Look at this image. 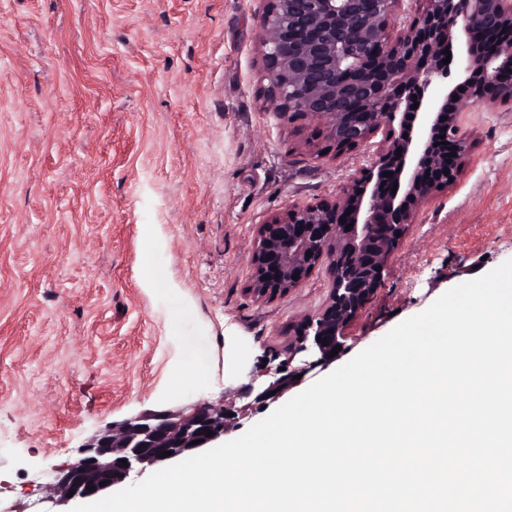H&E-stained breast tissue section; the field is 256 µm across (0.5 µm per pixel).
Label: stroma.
Here are the masks:
<instances>
[{
    "mask_svg": "<svg viewBox=\"0 0 512 512\" xmlns=\"http://www.w3.org/2000/svg\"><path fill=\"white\" fill-rule=\"evenodd\" d=\"M265 0H0V512H62L94 434L148 410L267 417L265 349L315 313L246 289L258 224L341 196L371 147L328 148L264 100ZM456 185L390 257L345 349L296 395L449 288L512 259V105L475 103ZM198 379L177 389L185 362Z\"/></svg>",
    "mask_w": 512,
    "mask_h": 512,
    "instance_id": "obj_1",
    "label": "stroma"
}]
</instances>
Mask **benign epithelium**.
Masks as SVG:
<instances>
[{
    "instance_id": "1",
    "label": "benign epithelium",
    "mask_w": 512,
    "mask_h": 512,
    "mask_svg": "<svg viewBox=\"0 0 512 512\" xmlns=\"http://www.w3.org/2000/svg\"><path fill=\"white\" fill-rule=\"evenodd\" d=\"M260 43L272 111L317 122L338 154L382 134L343 196L293 206L257 228L252 301L287 296L321 265L331 277L327 299L295 327L285 358L269 355L273 380L255 397L264 402L280 398L303 373L292 366L297 355L310 368L331 360L381 288L388 259L420 209L459 179L470 148L465 106L512 103V0H266ZM461 87L467 95L453 100ZM233 412L197 403L97 433L59 472L62 499L95 500L133 472L213 447ZM165 451L171 455L161 456Z\"/></svg>"
}]
</instances>
